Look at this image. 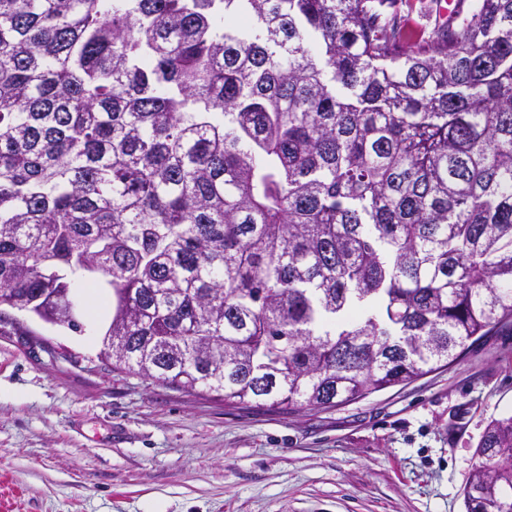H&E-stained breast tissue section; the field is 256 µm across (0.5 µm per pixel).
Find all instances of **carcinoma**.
<instances>
[{"label":"carcinoma","mask_w":512,"mask_h":512,"mask_svg":"<svg viewBox=\"0 0 512 512\" xmlns=\"http://www.w3.org/2000/svg\"><path fill=\"white\" fill-rule=\"evenodd\" d=\"M0 0V321L224 403L330 408L512 321V0ZM466 512H512V416ZM402 0L401 16L404 24L413 30L426 29L429 31L435 23H439L440 6L442 7L441 19L445 22H455L462 13L464 2L462 0Z\"/></svg>","instance_id":"obj_1"}]
</instances>
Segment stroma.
Listing matches in <instances>:
<instances>
[{
    "label": "stroma",
    "mask_w": 512,
    "mask_h": 512,
    "mask_svg": "<svg viewBox=\"0 0 512 512\" xmlns=\"http://www.w3.org/2000/svg\"><path fill=\"white\" fill-rule=\"evenodd\" d=\"M81 331L0 325V512H465L512 414V324L413 382L331 408L229 407L100 358Z\"/></svg>",
    "instance_id": "obj_1"
}]
</instances>
